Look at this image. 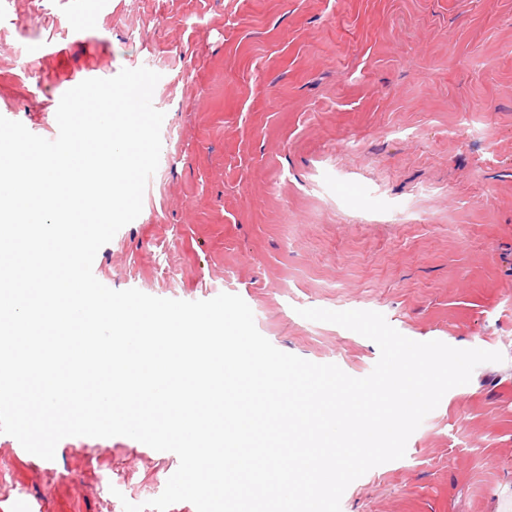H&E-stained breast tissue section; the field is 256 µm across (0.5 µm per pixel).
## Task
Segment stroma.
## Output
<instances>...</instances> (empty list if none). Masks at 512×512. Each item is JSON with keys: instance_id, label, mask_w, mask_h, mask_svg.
<instances>
[{"instance_id": "1", "label": "stroma", "mask_w": 512, "mask_h": 512, "mask_svg": "<svg viewBox=\"0 0 512 512\" xmlns=\"http://www.w3.org/2000/svg\"><path fill=\"white\" fill-rule=\"evenodd\" d=\"M0 0V115L46 139L90 78L160 73L159 167L98 251L114 290L239 295L277 349L367 376L382 313L501 352L450 389L341 512H512V0ZM179 458L125 436L54 460L0 434V512H123Z\"/></svg>"}]
</instances>
